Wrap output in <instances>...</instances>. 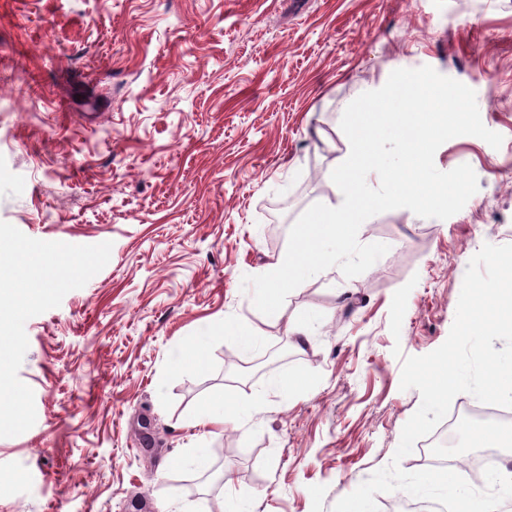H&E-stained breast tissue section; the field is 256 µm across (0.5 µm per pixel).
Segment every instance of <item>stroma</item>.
I'll return each instance as SVG.
<instances>
[{
	"mask_svg": "<svg viewBox=\"0 0 512 512\" xmlns=\"http://www.w3.org/2000/svg\"><path fill=\"white\" fill-rule=\"evenodd\" d=\"M421 66L473 89L503 137L435 153L440 171L470 165L477 192L445 220L369 218L360 242L389 247L371 268L331 267L261 314L243 276L266 273L310 206L343 201L345 108ZM0 221L112 244L25 323L36 422L0 438V470L26 475L0 512L224 506L223 485L165 465L200 446L255 512H331L390 463L420 406L403 357L445 342L481 247L512 244V0H0ZM412 278L395 336L392 297ZM227 319L265 345L242 352ZM306 319L299 352L288 328ZM191 336L210 339L204 369L171 372ZM281 373L296 398L218 435L193 425L213 391L247 400Z\"/></svg>",
	"mask_w": 512,
	"mask_h": 512,
	"instance_id": "obj_1",
	"label": "stroma"
}]
</instances>
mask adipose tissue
<instances>
[{
	"label": "adipose tissue",
	"instance_id": "1",
	"mask_svg": "<svg viewBox=\"0 0 512 512\" xmlns=\"http://www.w3.org/2000/svg\"><path fill=\"white\" fill-rule=\"evenodd\" d=\"M295 392L292 380L286 376L272 378L268 383V390L249 401L241 404L239 399L227 390L213 392L207 401L202 404L194 414L195 424L212 427L214 431L223 430L229 423H239L244 414H260L271 411L270 396L276 395L288 398Z\"/></svg>",
	"mask_w": 512,
	"mask_h": 512
}]
</instances>
